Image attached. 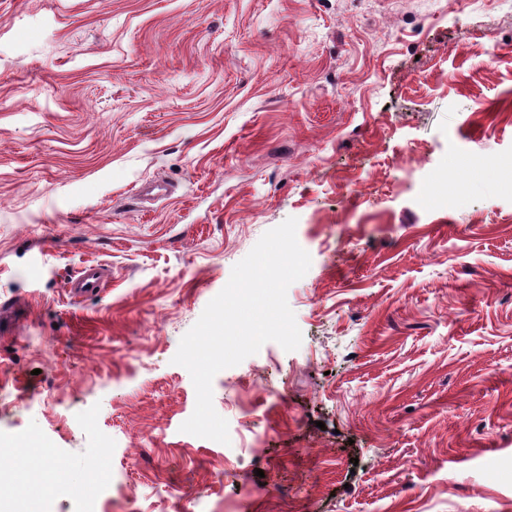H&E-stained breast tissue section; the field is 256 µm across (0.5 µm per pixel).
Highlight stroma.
<instances>
[{
    "label": "stroma",
    "mask_w": 512,
    "mask_h": 512,
    "mask_svg": "<svg viewBox=\"0 0 512 512\" xmlns=\"http://www.w3.org/2000/svg\"><path fill=\"white\" fill-rule=\"evenodd\" d=\"M290 217L300 347L181 432V337ZM15 306L0 463L44 448L48 512L96 460L99 512H512V0H0ZM108 269L104 265H88L79 269L71 279V288L78 294H92L104 288Z\"/></svg>",
    "instance_id": "obj_1"
}]
</instances>
